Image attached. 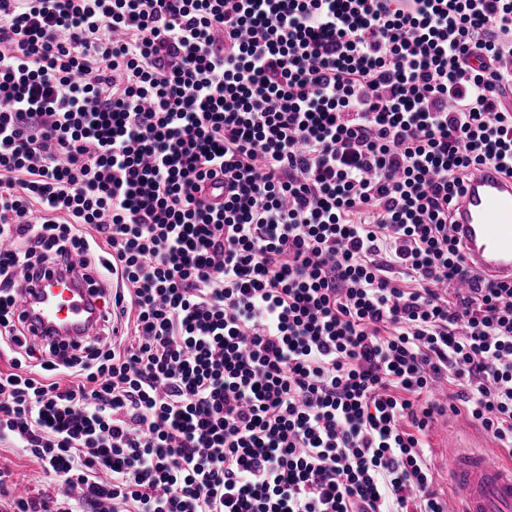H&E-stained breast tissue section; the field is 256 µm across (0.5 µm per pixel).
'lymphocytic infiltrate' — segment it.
Wrapping results in <instances>:
<instances>
[{
    "label": "lymphocytic infiltrate",
    "mask_w": 512,
    "mask_h": 512,
    "mask_svg": "<svg viewBox=\"0 0 512 512\" xmlns=\"http://www.w3.org/2000/svg\"><path fill=\"white\" fill-rule=\"evenodd\" d=\"M511 61L512 0H0V446L62 489L0 512H447L443 381L512 457V284L448 222ZM74 255L100 331L31 340Z\"/></svg>",
    "instance_id": "obj_1"
}]
</instances>
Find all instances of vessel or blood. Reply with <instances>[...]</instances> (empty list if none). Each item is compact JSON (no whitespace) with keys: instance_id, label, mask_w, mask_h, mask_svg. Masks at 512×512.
<instances>
[{"instance_id":"b4317fda","label":"vessel or blood","mask_w":512,"mask_h":512,"mask_svg":"<svg viewBox=\"0 0 512 512\" xmlns=\"http://www.w3.org/2000/svg\"><path fill=\"white\" fill-rule=\"evenodd\" d=\"M465 262L478 275L512 281V176L489 166L471 167L450 207ZM68 277L53 271L21 284L18 312L31 338L63 343L94 335L100 308L85 269L70 260ZM436 446L454 490L451 512H512V462L493 463L485 452L462 451L457 431L440 423Z\"/></svg>"}]
</instances>
